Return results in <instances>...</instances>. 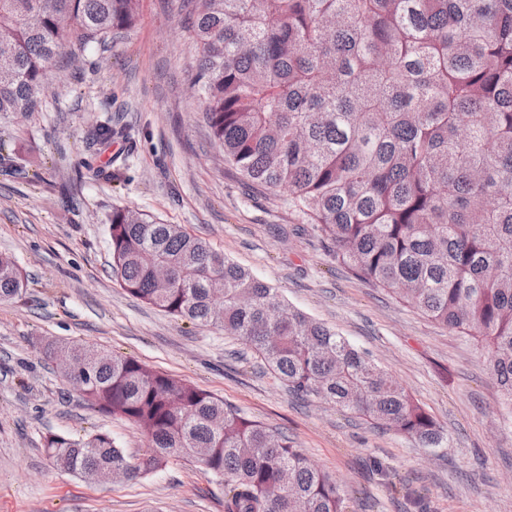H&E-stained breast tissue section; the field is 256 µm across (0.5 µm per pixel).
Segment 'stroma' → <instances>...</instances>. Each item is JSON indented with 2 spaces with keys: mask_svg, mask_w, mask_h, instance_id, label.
I'll return each instance as SVG.
<instances>
[{
  "mask_svg": "<svg viewBox=\"0 0 512 512\" xmlns=\"http://www.w3.org/2000/svg\"><path fill=\"white\" fill-rule=\"evenodd\" d=\"M184 0H141L109 50H76L49 72L40 111L0 115V253L24 286L0 302V512H224V481L178 459L132 481L51 467L47 433L111 435L134 462L148 440L64 382L50 348L86 343L185 379L274 430L339 478L349 512H512V422L474 342L341 266L289 209L224 160L193 86ZM128 139L100 142L106 120ZM129 207L205 239L288 304L385 369L443 428L424 448L328 404L296 398L235 337L128 295L111 269L108 217Z\"/></svg>",
  "mask_w": 512,
  "mask_h": 512,
  "instance_id": "obj_1",
  "label": "stroma"
}]
</instances>
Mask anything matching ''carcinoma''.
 I'll return each mask as SVG.
<instances>
[{"label":"carcinoma","mask_w":512,"mask_h":512,"mask_svg":"<svg viewBox=\"0 0 512 512\" xmlns=\"http://www.w3.org/2000/svg\"><path fill=\"white\" fill-rule=\"evenodd\" d=\"M139 0H0V114L37 112L67 44L107 49ZM199 103L251 187L288 192L336 261L437 325L478 341L512 415V0H188ZM103 140L126 138L107 121ZM112 273L131 297L236 336L302 398L425 448L447 437L411 394L334 330L290 307L179 224L108 218ZM23 288L0 253V300ZM94 408L137 424L131 462L104 432L51 434L50 465L129 479L172 459L224 478V512H346L337 479L207 391L88 344Z\"/></svg>","instance_id":"carcinoma-1"}]
</instances>
